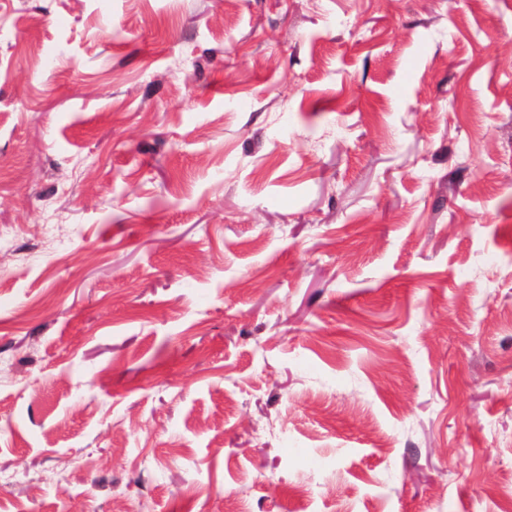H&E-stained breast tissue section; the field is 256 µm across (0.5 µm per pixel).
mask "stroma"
I'll return each mask as SVG.
<instances>
[{
	"label": "stroma",
	"mask_w": 512,
	"mask_h": 512,
	"mask_svg": "<svg viewBox=\"0 0 512 512\" xmlns=\"http://www.w3.org/2000/svg\"><path fill=\"white\" fill-rule=\"evenodd\" d=\"M0 512H512V0H0Z\"/></svg>",
	"instance_id": "obj_1"
}]
</instances>
